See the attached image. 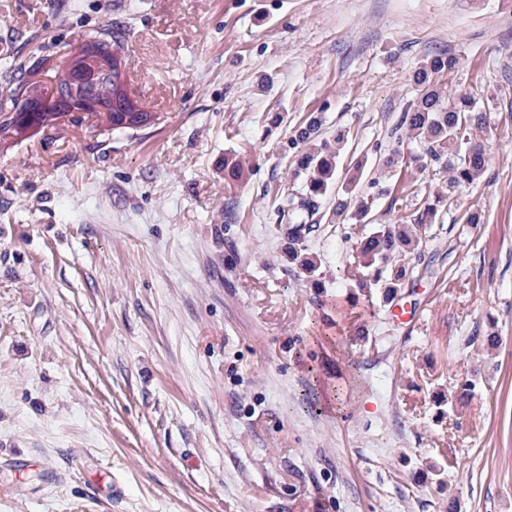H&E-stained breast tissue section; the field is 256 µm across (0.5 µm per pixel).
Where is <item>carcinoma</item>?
<instances>
[{
    "instance_id": "cac0c4a2",
    "label": "carcinoma",
    "mask_w": 512,
    "mask_h": 512,
    "mask_svg": "<svg viewBox=\"0 0 512 512\" xmlns=\"http://www.w3.org/2000/svg\"><path fill=\"white\" fill-rule=\"evenodd\" d=\"M94 43H86L79 51L91 52L97 48L112 55L113 61L123 57L125 26L105 24L92 35ZM459 67L457 56L448 52L431 55L414 70L412 81L417 87L416 98L402 112L395 127L396 140L408 145L411 159L424 168L430 164L448 174V193L436 194L434 202L422 200L412 213L411 222L377 224L368 233L354 232L353 264L357 270L356 287L368 297L379 294L385 303H391L406 280L413 277L410 256L418 254L426 244L433 224L439 220L440 208L447 206L451 194L472 187L484 174L488 156L485 145L474 139V131L488 130L487 113L478 110L468 95L453 102L446 101L445 78L454 75ZM35 64L15 58L0 72V113L11 108L16 93ZM53 81L62 89L72 86L69 65L62 60L52 69ZM102 88L112 91V112H93L96 127L112 132H127L147 127L151 113L123 112L128 106V88L119 73L112 74ZM323 117L311 114L290 139L289 151L297 158L294 177L305 176L301 190L284 201L285 209L294 223L288 225V263L299 269L306 280L317 281L320 262L304 245L314 225L306 223L320 210L321 200L338 176L339 157L345 145V133L336 132L329 142L321 138ZM360 179L355 169L346 179L345 194L336 198L332 216L338 224L367 227L372 212V201L353 195Z\"/></svg>"
}]
</instances>
